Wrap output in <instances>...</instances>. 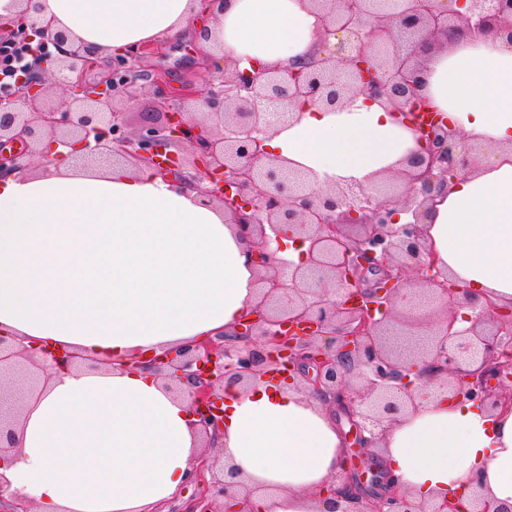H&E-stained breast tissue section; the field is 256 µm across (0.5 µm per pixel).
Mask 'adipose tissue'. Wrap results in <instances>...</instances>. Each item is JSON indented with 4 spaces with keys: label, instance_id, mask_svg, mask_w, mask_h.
<instances>
[{
    "label": "adipose tissue",
    "instance_id": "1",
    "mask_svg": "<svg viewBox=\"0 0 512 512\" xmlns=\"http://www.w3.org/2000/svg\"><path fill=\"white\" fill-rule=\"evenodd\" d=\"M75 47L112 55L173 38L202 0H41ZM323 22L301 0H227L210 43L240 68L286 66L314 51ZM420 90L442 122L490 146L436 197L424 237L442 271L479 302L512 307V45L506 36L422 50ZM269 151L321 185L370 186L417 152L415 134L357 97L327 111L299 104ZM250 242L217 206L145 167L81 172L53 161L0 178V328L94 361L50 373L18 400L14 451L0 497L34 512H156L200 456L190 402L173 397L142 353L233 330L256 303ZM345 443L322 400L265 381L224 396L226 465L252 486L251 512H324L343 483ZM380 465L412 495L480 487L489 512L512 507V406L428 395L387 428Z\"/></svg>",
    "mask_w": 512,
    "mask_h": 512
}]
</instances>
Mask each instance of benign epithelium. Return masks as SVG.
I'll return each instance as SVG.
<instances>
[{
	"label": "benign epithelium",
	"mask_w": 512,
	"mask_h": 512,
	"mask_svg": "<svg viewBox=\"0 0 512 512\" xmlns=\"http://www.w3.org/2000/svg\"><path fill=\"white\" fill-rule=\"evenodd\" d=\"M24 3L13 29L32 47L34 65L15 93L0 97V144L24 147L0 152V178L28 170L27 159L55 157L74 146L93 160L142 163L167 182L216 202L252 240V261L260 267L257 303L231 334L219 332L189 341L144 361L167 388L189 399L193 426L205 438L198 464L184 481L194 489L168 512H249L250 490L224 477L217 453L224 428V388L246 386L274 369L338 408L355 429L358 447L375 453L386 426L404 412L427 371L439 376L435 391L494 407L512 399V310L501 312L468 296L435 263L421 224L435 194L468 167L473 154L491 147L473 143L439 124L419 130L425 148L406 168L357 191L322 187L315 176L272 157L264 146L277 126L296 120L304 102L337 110L355 96L414 111L417 58L426 45L460 35L506 33L512 40V0H305L324 21L320 51L288 67L241 70L215 67L216 76L198 90H176L160 77L141 73L150 44L112 56V76L97 84L83 80L96 52L68 47L69 35L43 21L39 0ZM340 42L330 44L329 37ZM50 77L65 90L54 105L39 90ZM149 86L167 109L145 114L128 130L116 95L131 100ZM193 98L198 118L188 119L182 100ZM192 149L184 160L181 149ZM405 223H400L401 215ZM308 243L299 265L281 260L284 240ZM427 304L417 319L399 306L405 295ZM469 323L455 328L458 320ZM68 350L48 351L37 343L18 350L0 331V374L29 372L40 387L42 364L59 373L77 364ZM0 384V466L13 451L17 412L4 406ZM350 489L335 484L329 512H459L451 499L418 501L376 462L351 474Z\"/></svg>",
	"instance_id": "benign-epithelium-1"
}]
</instances>
